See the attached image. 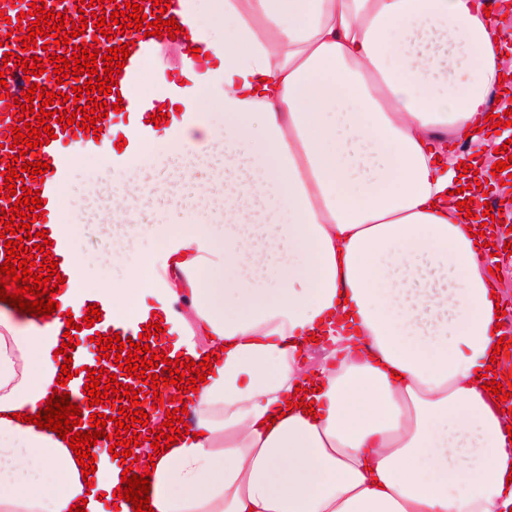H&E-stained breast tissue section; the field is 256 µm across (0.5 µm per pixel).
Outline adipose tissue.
Segmentation results:
<instances>
[{
    "label": "adipose tissue",
    "mask_w": 512,
    "mask_h": 512,
    "mask_svg": "<svg viewBox=\"0 0 512 512\" xmlns=\"http://www.w3.org/2000/svg\"><path fill=\"white\" fill-rule=\"evenodd\" d=\"M506 14L179 0L201 56L181 85L143 57L151 89L127 87L164 104L161 130L130 120L137 150L99 156L108 189L60 199L112 227L118 318L170 311L178 356L220 354L192 434L138 459L154 512H512V436L476 380L496 300L457 208L478 177L441 165L449 138L491 130ZM62 340L60 320L0 307V512H103L121 485L114 464L86 486L67 441L17 419L56 389ZM298 387L313 415L287 409Z\"/></svg>",
    "instance_id": "1"
}]
</instances>
